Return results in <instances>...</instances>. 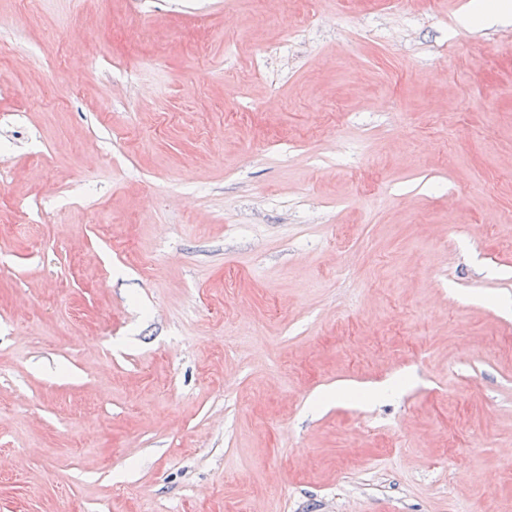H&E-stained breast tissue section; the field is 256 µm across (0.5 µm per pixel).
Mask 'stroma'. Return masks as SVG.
Returning <instances> with one entry per match:
<instances>
[{"mask_svg":"<svg viewBox=\"0 0 512 512\" xmlns=\"http://www.w3.org/2000/svg\"><path fill=\"white\" fill-rule=\"evenodd\" d=\"M472 5L0 0V512H512Z\"/></svg>","mask_w":512,"mask_h":512,"instance_id":"stroma-1","label":"stroma"}]
</instances>
